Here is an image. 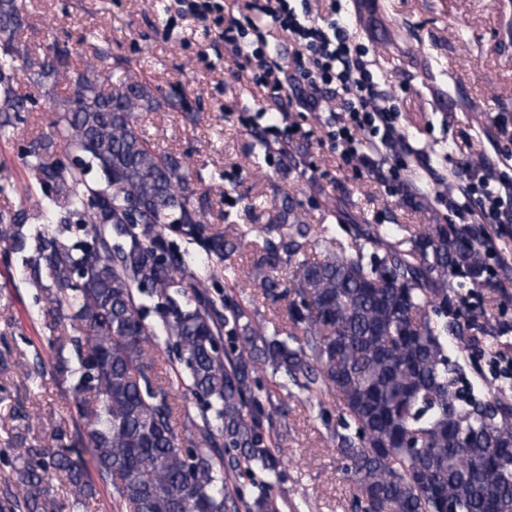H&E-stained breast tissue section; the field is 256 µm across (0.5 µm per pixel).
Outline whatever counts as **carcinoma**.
I'll list each match as a JSON object with an SVG mask.
<instances>
[{
	"mask_svg": "<svg viewBox=\"0 0 512 512\" xmlns=\"http://www.w3.org/2000/svg\"><path fill=\"white\" fill-rule=\"evenodd\" d=\"M25 26L16 0H0V135L35 102L15 85L18 70L55 119L24 149L42 197L10 216L0 239L26 254L28 281L49 304L54 373L76 419L75 430L59 426L23 450L16 476L27 495L0 488V512H55L44 488L52 471L81 512L97 495L89 461L126 512L238 509L224 491V453L281 476L269 439L277 406L261 371L311 397L336 390L331 438L350 463L358 512H445L450 503L512 512V403L461 396L448 358L451 345L480 343L459 305L493 287L469 225L358 224L338 207L315 258L309 225L285 196L264 223L231 238L204 223L207 198L190 199L186 162L154 148L136 122L166 104L190 112L187 98L163 94L129 62L117 75L102 71L105 49L75 58L55 44L38 54L22 40ZM253 232V280L265 299H288L286 330L208 291ZM284 265L292 288L278 278ZM161 339L199 405L184 421L186 447L156 371Z\"/></svg>",
	"mask_w": 512,
	"mask_h": 512,
	"instance_id": "1",
	"label": "carcinoma"
}]
</instances>
